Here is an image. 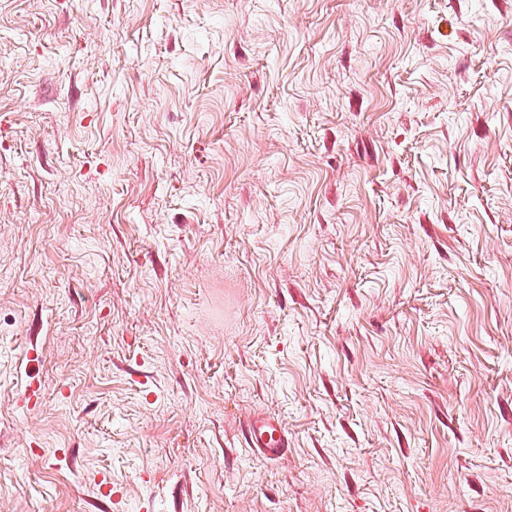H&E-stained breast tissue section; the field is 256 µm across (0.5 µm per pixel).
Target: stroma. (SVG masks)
Masks as SVG:
<instances>
[{
	"label": "stroma",
	"mask_w": 512,
	"mask_h": 512,
	"mask_svg": "<svg viewBox=\"0 0 512 512\" xmlns=\"http://www.w3.org/2000/svg\"><path fill=\"white\" fill-rule=\"evenodd\" d=\"M0 512H512V0H0ZM249 448H257L271 457L282 455L288 448V438L281 422L256 415L244 427Z\"/></svg>",
	"instance_id": "stroma-1"
}]
</instances>
